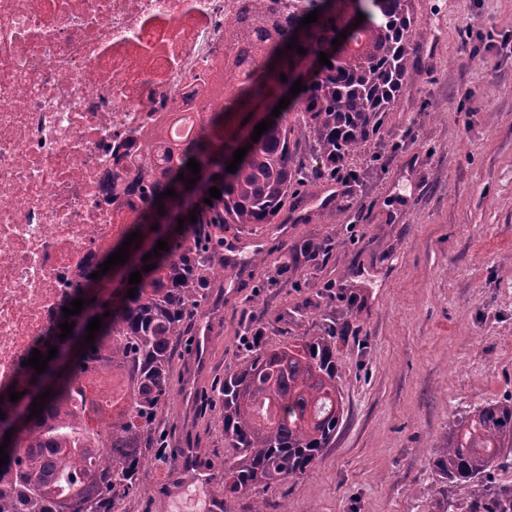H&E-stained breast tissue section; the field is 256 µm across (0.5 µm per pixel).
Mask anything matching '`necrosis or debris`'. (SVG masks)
I'll use <instances>...</instances> for the list:
<instances>
[{"label": "necrosis or debris", "mask_w": 512, "mask_h": 512, "mask_svg": "<svg viewBox=\"0 0 512 512\" xmlns=\"http://www.w3.org/2000/svg\"><path fill=\"white\" fill-rule=\"evenodd\" d=\"M250 0H0V386L112 238V177L224 104Z\"/></svg>", "instance_id": "obj_1"}]
</instances>
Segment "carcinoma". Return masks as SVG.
<instances>
[{
  "label": "carcinoma",
  "instance_id": "obj_1",
  "mask_svg": "<svg viewBox=\"0 0 512 512\" xmlns=\"http://www.w3.org/2000/svg\"><path fill=\"white\" fill-rule=\"evenodd\" d=\"M315 9L317 22L300 26ZM360 13L365 20L356 27ZM414 22L412 0H300L286 18L258 2L240 19L239 29H229L224 106L210 115L193 143L161 139L156 154L138 160L133 182L146 198L99 263L129 234L156 222L160 211L180 205L186 184L177 176L194 178L186 168L192 157L200 163V180L192 187L200 201L197 221L190 222L187 211L182 230L160 224L148 247L131 245L127 262L113 267L122 273L123 286L105 303L95 294L96 280L77 275L72 298L86 300L81 313L59 314L58 324L37 342L41 354L53 345L58 355L41 374L22 367L12 391L23 397L0 407L5 414L0 438L9 430L29 448L24 456L6 451L0 512H118L161 447L159 413L170 397L173 358L181 337L191 331L205 288L226 267L217 231L227 224H272L295 193L302 167L289 121L294 113H302L314 142V182L333 181L347 157L365 150L416 74ZM342 31L344 39L338 38ZM295 36L306 54L285 50ZM335 38L341 42L337 48ZM321 51L330 65L301 78V63ZM299 79L307 89L293 97L289 91ZM283 97L290 104L271 115ZM259 106L269 113L271 128L254 143L251 118ZM239 148L247 154L229 172L226 166ZM212 187L221 197L209 205L204 199ZM168 188L176 196L158 199ZM159 240L169 250L143 261ZM149 263L155 268L142 271ZM135 271L142 280L129 298L128 280ZM92 310L102 328L91 345L67 355L70 339L59 338V324H88ZM336 351V336L304 332L289 342L261 344L224 371V472L214 478L217 495L235 499L298 478L322 458L344 418ZM47 390L52 398L44 400L40 416L20 420L19 409ZM510 460L512 395L454 420L432 461L440 484L428 491V512H512V487L484 479ZM449 486L467 487V497L448 495Z\"/></svg>",
  "mask_w": 512,
  "mask_h": 512
}]
</instances>
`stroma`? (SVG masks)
Listing matches in <instances>:
<instances>
[{
	"label": "stroma",
	"mask_w": 512,
	"mask_h": 512,
	"mask_svg": "<svg viewBox=\"0 0 512 512\" xmlns=\"http://www.w3.org/2000/svg\"><path fill=\"white\" fill-rule=\"evenodd\" d=\"M417 74L336 210L311 183L299 212L231 224L267 265L211 282L197 314L206 362L180 351L163 446L119 512H167L175 451L224 462L225 369L248 338L337 334L344 420L320 462L258 497L267 512H427L431 461L453 420L512 395V0H413ZM471 35H464L465 26ZM246 494L224 512H249Z\"/></svg>",
	"instance_id": "1"
}]
</instances>
